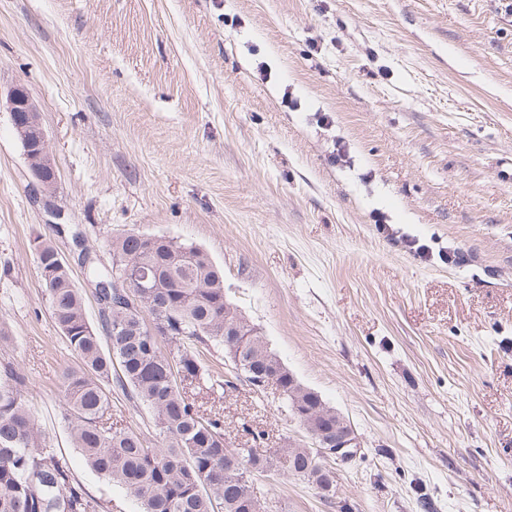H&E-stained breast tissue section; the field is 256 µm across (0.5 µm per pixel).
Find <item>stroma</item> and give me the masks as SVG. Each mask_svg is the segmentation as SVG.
<instances>
[{
    "label": "stroma",
    "instance_id": "1",
    "mask_svg": "<svg viewBox=\"0 0 512 512\" xmlns=\"http://www.w3.org/2000/svg\"><path fill=\"white\" fill-rule=\"evenodd\" d=\"M507 0H0V95L24 86L57 182L32 180L0 112V364L107 512H138L59 419L77 359L35 254L57 225L102 265L113 238L204 249L233 303L350 421L351 512H512V11ZM208 403L228 441L307 445L245 382ZM283 512H334L255 475Z\"/></svg>",
    "mask_w": 512,
    "mask_h": 512
}]
</instances>
